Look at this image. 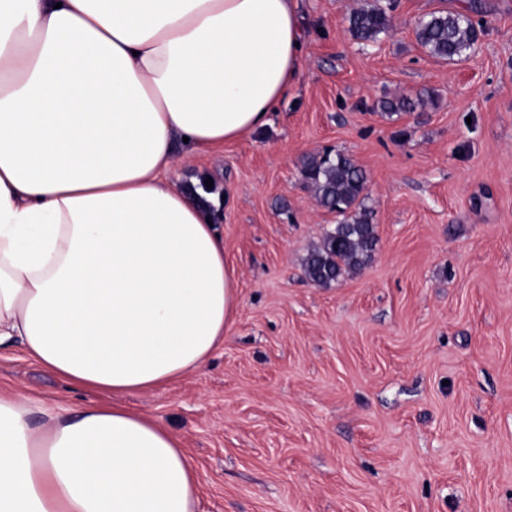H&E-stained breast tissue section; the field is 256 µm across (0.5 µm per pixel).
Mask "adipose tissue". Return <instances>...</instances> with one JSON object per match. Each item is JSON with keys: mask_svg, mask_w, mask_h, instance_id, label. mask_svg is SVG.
Listing matches in <instances>:
<instances>
[{"mask_svg": "<svg viewBox=\"0 0 512 512\" xmlns=\"http://www.w3.org/2000/svg\"><path fill=\"white\" fill-rule=\"evenodd\" d=\"M303 41L297 0H0V346L111 397L0 393V512H197L180 439L119 402L201 369L236 314L174 145L268 124Z\"/></svg>", "mask_w": 512, "mask_h": 512, "instance_id": "adipose-tissue-1", "label": "adipose tissue"}]
</instances>
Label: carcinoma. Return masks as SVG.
<instances>
[{
	"instance_id": "obj_1",
	"label": "carcinoma",
	"mask_w": 512,
	"mask_h": 512,
	"mask_svg": "<svg viewBox=\"0 0 512 512\" xmlns=\"http://www.w3.org/2000/svg\"><path fill=\"white\" fill-rule=\"evenodd\" d=\"M350 34L363 42H375L390 27L385 9L377 2L352 11ZM418 44L431 55L449 61L472 51L475 30L466 15L433 12L420 19L415 30ZM318 203L340 216L333 231L326 233L305 262L309 280L329 285L345 273L359 270L372 258L378 237L371 211L364 205L367 176L352 157L344 153L311 156L303 170Z\"/></svg>"
}]
</instances>
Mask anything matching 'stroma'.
<instances>
[{
	"label": "stroma",
	"mask_w": 512,
	"mask_h": 512,
	"mask_svg": "<svg viewBox=\"0 0 512 512\" xmlns=\"http://www.w3.org/2000/svg\"><path fill=\"white\" fill-rule=\"evenodd\" d=\"M377 42L355 0H300L301 73L269 124L224 149L177 147L171 185L200 193L236 268L237 313L198 372L125 400L180 438L199 512H512V0H481L475 49L448 61L420 18L470 0H382ZM411 98V111L382 102ZM367 175L378 243L327 286L304 272L336 213L311 155ZM76 407L18 346L0 389ZM350 34L359 41L375 42L379 35L390 27V19L385 9L374 1L370 6L352 11L348 16Z\"/></svg>",
	"instance_id": "obj_1"
}]
</instances>
